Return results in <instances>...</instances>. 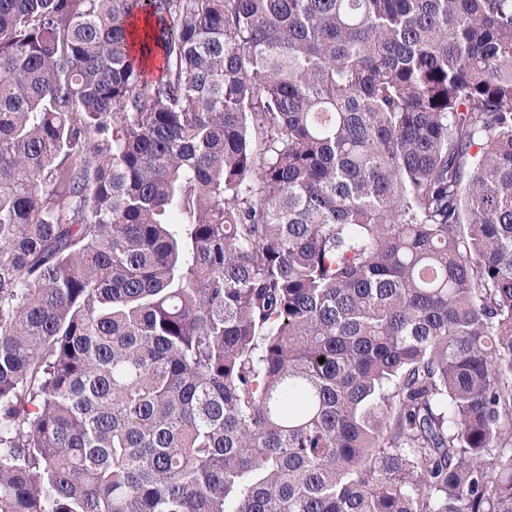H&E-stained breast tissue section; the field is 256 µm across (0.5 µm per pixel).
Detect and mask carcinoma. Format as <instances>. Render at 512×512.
Segmentation results:
<instances>
[{
	"label": "carcinoma",
	"mask_w": 512,
	"mask_h": 512,
	"mask_svg": "<svg viewBox=\"0 0 512 512\" xmlns=\"http://www.w3.org/2000/svg\"><path fill=\"white\" fill-rule=\"evenodd\" d=\"M0 512H512V0H0Z\"/></svg>",
	"instance_id": "cac0c4a2"
}]
</instances>
